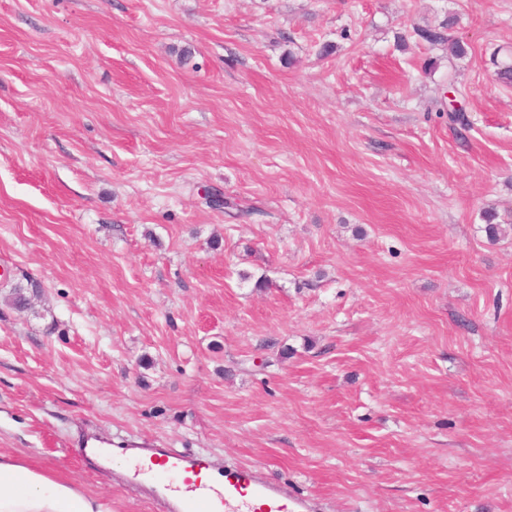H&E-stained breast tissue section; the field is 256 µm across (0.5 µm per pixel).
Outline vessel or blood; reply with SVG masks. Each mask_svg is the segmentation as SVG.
I'll return each mask as SVG.
<instances>
[{"mask_svg": "<svg viewBox=\"0 0 512 512\" xmlns=\"http://www.w3.org/2000/svg\"><path fill=\"white\" fill-rule=\"evenodd\" d=\"M126 482L146 486L165 512H317L309 496L260 479L250 468L228 464L198 479L205 461L169 448H137Z\"/></svg>", "mask_w": 512, "mask_h": 512, "instance_id": "1", "label": "vessel or blood"}]
</instances>
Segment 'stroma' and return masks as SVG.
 <instances>
[{
  "instance_id": "stroma-1",
  "label": "stroma",
  "mask_w": 512,
  "mask_h": 512,
  "mask_svg": "<svg viewBox=\"0 0 512 512\" xmlns=\"http://www.w3.org/2000/svg\"><path fill=\"white\" fill-rule=\"evenodd\" d=\"M507 63L512 0H0V448L512 512Z\"/></svg>"
}]
</instances>
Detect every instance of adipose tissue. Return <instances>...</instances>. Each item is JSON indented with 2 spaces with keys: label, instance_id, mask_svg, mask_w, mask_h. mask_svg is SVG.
<instances>
[{
  "label": "adipose tissue",
  "instance_id": "obj_1",
  "mask_svg": "<svg viewBox=\"0 0 512 512\" xmlns=\"http://www.w3.org/2000/svg\"><path fill=\"white\" fill-rule=\"evenodd\" d=\"M0 512H112V500L62 472L0 450Z\"/></svg>",
  "mask_w": 512,
  "mask_h": 512
}]
</instances>
